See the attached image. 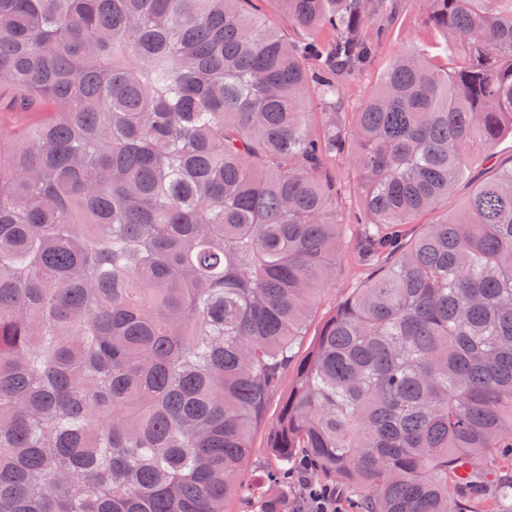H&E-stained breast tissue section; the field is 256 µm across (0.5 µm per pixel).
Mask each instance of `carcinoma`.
I'll return each mask as SVG.
<instances>
[{
    "instance_id": "carcinoma-1",
    "label": "carcinoma",
    "mask_w": 512,
    "mask_h": 512,
    "mask_svg": "<svg viewBox=\"0 0 512 512\" xmlns=\"http://www.w3.org/2000/svg\"><path fill=\"white\" fill-rule=\"evenodd\" d=\"M0 0V512H285L305 460L346 512H512V0H426L355 113L399 0ZM322 102L320 131L306 110ZM367 277L297 353L343 224ZM296 364L294 382L282 381ZM280 397V414L265 406ZM420 0H403V10L393 31L379 44L373 66L348 81L344 87V121L351 123V112H357L359 105L366 95L371 92L380 80L385 64L400 51L411 47L426 45L435 40V34L430 29L423 3ZM494 158L480 149L474 150L472 166L455 189L448 195V203L442 205L434 214L426 217L427 220L445 219L453 217L463 205L464 200L471 193L473 183L491 170L490 166L496 162H511L512 135H505L497 141L494 147ZM328 172L336 181V215L342 224H351L361 209V198L357 190V175L348 157L340 156L329 161ZM253 455L246 466L240 482L247 486H258L263 482L264 465L269 457V448H266V435L262 428L256 429L251 436Z\"/></svg>"
}]
</instances>
